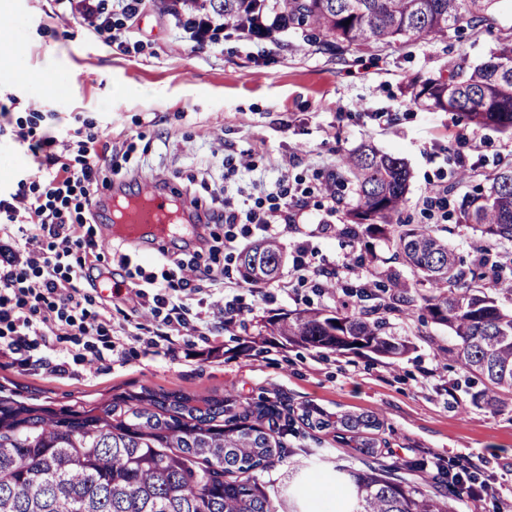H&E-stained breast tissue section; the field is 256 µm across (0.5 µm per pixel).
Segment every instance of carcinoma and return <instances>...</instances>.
<instances>
[{"label":"carcinoma","instance_id":"obj_1","mask_svg":"<svg viewBox=\"0 0 512 512\" xmlns=\"http://www.w3.org/2000/svg\"><path fill=\"white\" fill-rule=\"evenodd\" d=\"M496 2L172 0L170 9L188 23L213 16L257 39L309 29V42L336 50L444 38L463 26L488 29ZM410 89L416 101L512 133V41L499 43L474 67L455 63L444 80L416 76ZM340 168L354 187L348 234L357 237L362 228L393 236L413 271L412 281L395 283V293L382 297L384 305L407 313L418 308L448 327L458 342L459 368L483 385L475 401L497 408L500 395L512 392V310L499 303L512 288L489 277L491 269L505 267L502 255L466 269L435 230L401 223L410 178L403 159L364 147L341 156ZM488 181L465 203L463 223L492 243H512V166ZM283 262L280 245L265 240L241 253L240 274L250 284L268 283ZM426 283L430 291L424 294L419 287ZM375 312L300 310L270 319L268 329L289 344L397 361L411 342L389 334ZM299 419L311 429L333 430L340 444L362 449L372 461L338 464L279 490L250 472L285 455L293 418L260 404L239 410L230 390L202 407L182 393L145 390L101 407L54 410L6 396L0 385V512H306L308 484L340 487L339 512H459L454 488L423 491L400 474L414 463L386 466L378 460L377 439L369 435L381 426L375 413H330L308 404Z\"/></svg>","mask_w":512,"mask_h":512}]
</instances>
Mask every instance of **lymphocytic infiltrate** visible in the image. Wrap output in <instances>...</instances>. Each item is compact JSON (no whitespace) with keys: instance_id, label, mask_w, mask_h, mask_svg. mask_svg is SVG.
I'll return each instance as SVG.
<instances>
[{"instance_id":"1","label":"lymphocytic infiltrate","mask_w":512,"mask_h":512,"mask_svg":"<svg viewBox=\"0 0 512 512\" xmlns=\"http://www.w3.org/2000/svg\"><path fill=\"white\" fill-rule=\"evenodd\" d=\"M55 143L50 136L31 148L34 175L46 184L44 198L30 199L18 193L13 201L0 199V324L7 326L12 336L9 349L16 355L26 352L34 336L47 342L61 330L89 335L102 329L84 308L85 287L97 282L95 264L84 256L87 243L78 232V222L55 204L64 192L75 188L85 201H92L102 159L96 155L81 170H69L54 152ZM305 206L301 195L279 183L250 206L235 205L225 189L216 188L205 221L229 227L251 224L275 238L282 227L294 224ZM20 238L25 241L21 248L16 245ZM171 288L170 282H154L149 288L135 289L134 296L141 310L154 313L166 308L164 326L180 332L189 324Z\"/></svg>"}]
</instances>
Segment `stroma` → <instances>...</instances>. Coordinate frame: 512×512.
<instances>
[{
    "instance_id": "obj_1",
    "label": "stroma",
    "mask_w": 512,
    "mask_h": 512,
    "mask_svg": "<svg viewBox=\"0 0 512 512\" xmlns=\"http://www.w3.org/2000/svg\"><path fill=\"white\" fill-rule=\"evenodd\" d=\"M102 18H82L69 0H0V195L18 188L28 195L42 186L30 177L31 144L46 136L63 141L62 161L80 169L87 151L112 160L110 187L130 193L154 175L162 186L194 193L208 206V187L220 183L225 158L251 155V171L229 191L237 201L263 195L277 179L308 193L309 203L279 242L285 260L278 278L244 283L241 251L260 240L253 226L211 227L220 282L185 301V315L199 328L157 337L159 323L136 312L126 297H94L91 312L104 327L88 345H35L28 365L6 350L0 337V385L20 401L60 408L104 404L148 388L220 399L233 391L239 403L264 401L293 410L315 404L327 411H370L379 459L387 465L418 462L410 478L429 491L451 464L467 468L491 496L466 500L461 512H512V394L498 409L473 401L480 384L468 382L457 362V341L447 327L421 311H384L390 331L408 338L403 359L363 352L331 353L283 344L263 334L266 321L303 309L333 310L342 301L356 308L374 300L327 293L301 279L294 267L305 246L313 267L363 257L364 277L389 270L403 281L410 268L390 237L353 240L348 223L352 191L332 202L320 187L336 173L338 158L362 146L402 158L411 173L402 219L438 227L449 248L469 257L479 233L459 223L460 207L488 174L512 164V136L474 125L455 112L429 109L407 90L412 77L447 78L450 61L483 62L499 39L512 35V0H497L491 31L461 29L447 38L410 44L370 45L342 54L304 42L288 32L276 40L255 39L230 29L197 35L183 18L144 4L135 19L101 0ZM465 154L467 168L456 163ZM292 165H285V158ZM450 187L449 206L427 209L435 189ZM235 242L225 248L224 234ZM105 265L127 285L155 278L179 279L176 265L158 263L151 247L113 241L102 252ZM232 301L240 315L224 329L218 300ZM64 357V371L44 359ZM289 456L256 470L264 482L282 485L293 463L316 474L336 462L360 464L362 456L337 443L332 432L295 422L286 436Z\"/></svg>"
}]
</instances>
